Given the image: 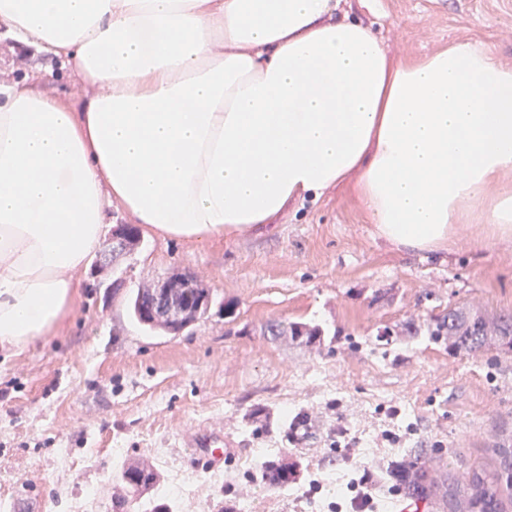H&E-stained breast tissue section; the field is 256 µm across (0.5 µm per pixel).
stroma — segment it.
<instances>
[{"instance_id":"1","label":"stroma","mask_w":512,"mask_h":512,"mask_svg":"<svg viewBox=\"0 0 512 512\" xmlns=\"http://www.w3.org/2000/svg\"><path fill=\"white\" fill-rule=\"evenodd\" d=\"M382 30L388 52L418 57L456 40L488 45L512 63V0H342ZM52 59L0 40V84L53 68ZM130 254L85 286L65 323L19 356L0 351V502L25 492L42 512H66L87 487L88 512H112V473L155 465L161 486L194 481L174 512H334L356 466H383L412 448L445 463L439 480L496 463L512 440V352L459 353L424 336L378 342L379 331L460 307L512 314V241L474 247L462 230L424 256L374 233L347 193L328 192L235 239H162L141 230ZM191 273L212 291L202 319L177 335L146 331L126 300L141 282ZM306 322L321 342L269 335L268 322ZM307 411L311 432L285 440L278 424ZM352 446L336 448L337 429ZM221 430L233 448L213 468L189 434ZM400 436L383 442L384 431ZM274 457L300 460L292 492L251 476Z\"/></svg>"}]
</instances>
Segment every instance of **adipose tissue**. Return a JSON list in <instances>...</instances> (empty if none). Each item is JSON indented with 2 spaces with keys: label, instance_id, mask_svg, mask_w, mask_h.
Returning <instances> with one entry per match:
<instances>
[{
  "label": "adipose tissue",
  "instance_id": "adipose-tissue-1",
  "mask_svg": "<svg viewBox=\"0 0 512 512\" xmlns=\"http://www.w3.org/2000/svg\"><path fill=\"white\" fill-rule=\"evenodd\" d=\"M335 0H0L76 102L0 85V349L67 317L111 207L164 239L234 238L347 190L377 237L431 254L512 237V65L416 60Z\"/></svg>",
  "mask_w": 512,
  "mask_h": 512
}]
</instances>
